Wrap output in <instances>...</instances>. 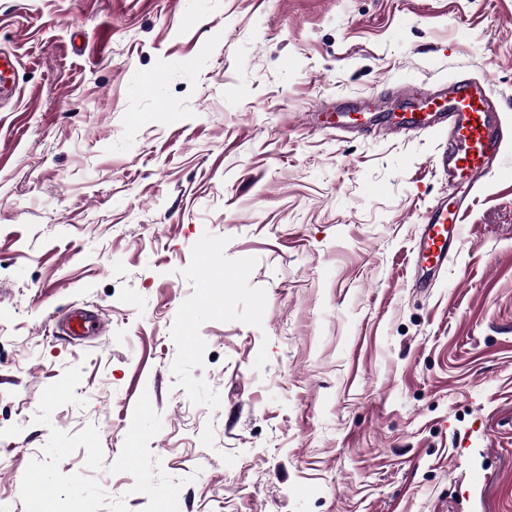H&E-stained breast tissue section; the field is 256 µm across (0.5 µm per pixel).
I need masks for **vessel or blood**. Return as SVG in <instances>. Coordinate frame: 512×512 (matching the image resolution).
<instances>
[{
    "label": "vessel or blood",
    "mask_w": 512,
    "mask_h": 512,
    "mask_svg": "<svg viewBox=\"0 0 512 512\" xmlns=\"http://www.w3.org/2000/svg\"><path fill=\"white\" fill-rule=\"evenodd\" d=\"M442 130L447 142L436 157L437 167L457 191L453 202H437L425 209L420 222L417 264L429 271L447 266L464 237V216L470 195L496 173L494 163L502 154L503 122L487 86L473 78H453L433 95L423 97L418 111L386 122L388 135ZM63 335L79 339L101 332L98 315L83 309L69 312L59 323Z\"/></svg>",
    "instance_id": "vessel-or-blood-1"
}]
</instances>
